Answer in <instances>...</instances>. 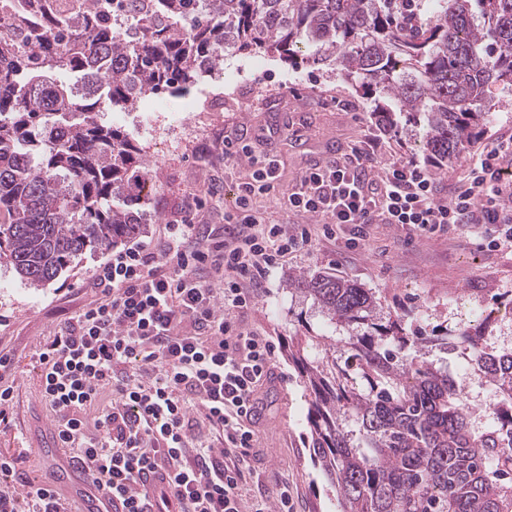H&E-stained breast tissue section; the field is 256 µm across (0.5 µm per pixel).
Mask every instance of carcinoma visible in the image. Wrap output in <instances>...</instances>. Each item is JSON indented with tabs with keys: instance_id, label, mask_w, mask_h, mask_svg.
<instances>
[{
	"instance_id": "cac0c4a2",
	"label": "carcinoma",
	"mask_w": 512,
	"mask_h": 512,
	"mask_svg": "<svg viewBox=\"0 0 512 512\" xmlns=\"http://www.w3.org/2000/svg\"><path fill=\"white\" fill-rule=\"evenodd\" d=\"M78 0L89 19L56 15L50 0H12L0 22V241L21 280L43 286L87 251L141 231L149 168L131 136L102 124L103 103L183 89L224 55L284 61L300 46L352 82L375 111L424 116L423 152L439 166L461 156L490 109L491 84L512 86V0ZM119 13L131 17L115 34ZM81 73L68 86L54 73ZM288 289L313 298L330 327L349 333L356 369L331 337L296 342L289 357L309 390L315 464L340 512H512V351L485 332L403 335L367 288L297 274ZM431 344L468 350L491 385L487 423L448 371L422 356ZM315 354L305 353V346Z\"/></svg>"
}]
</instances>
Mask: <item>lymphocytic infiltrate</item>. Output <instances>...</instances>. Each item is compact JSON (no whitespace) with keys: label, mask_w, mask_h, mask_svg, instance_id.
<instances>
[{"label":"lymphocytic infiltrate","mask_w":512,"mask_h":512,"mask_svg":"<svg viewBox=\"0 0 512 512\" xmlns=\"http://www.w3.org/2000/svg\"><path fill=\"white\" fill-rule=\"evenodd\" d=\"M379 140L351 147L343 161L308 169L288 207L323 221V232L366 239L373 224L416 236L458 229L486 247L512 252V137L473 154L449 200L413 161L377 165ZM224 158L247 162L250 181L224 212V234H206L185 202L159 246L138 244L101 263L92 285L100 297L60 324L40 354V392L57 416L62 447L108 486L123 512H244L243 486L253 443L256 395L271 374L275 349L246 331L237 315L253 303L268 271L308 246L306 224H271L254 209L273 189L274 159L245 141L225 140ZM136 370L118 377L122 365ZM96 433L85 413L104 391ZM208 425L222 446L196 440ZM23 460L0 451V512H71L55 487L20 488ZM157 486L145 487V472Z\"/></svg>","instance_id":"obj_1"}]
</instances>
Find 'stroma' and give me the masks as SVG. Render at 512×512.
<instances>
[{
    "label": "stroma",
    "mask_w": 512,
    "mask_h": 512,
    "mask_svg": "<svg viewBox=\"0 0 512 512\" xmlns=\"http://www.w3.org/2000/svg\"><path fill=\"white\" fill-rule=\"evenodd\" d=\"M487 97L492 110L471 146L475 153L512 134V91L493 86ZM190 102L212 115L191 136L178 126ZM373 109L350 83L315 63L313 49L307 48L296 67L264 53L225 58L220 71L199 77L188 89L151 93L125 109L106 106L99 118L130 132L149 165L153 186L136 240L156 246L174 212L193 196L206 200L196 223L215 231L223 227L237 185L252 174L246 164L225 160L228 138L251 141L256 152L279 159L273 189L253 198L254 207L277 224L309 223V216L288 208L300 177L308 168L342 159L366 135H378L382 142L379 163L401 158L427 166L417 149L423 126L402 119L386 125ZM211 187L218 195L208 196ZM104 259V253H86L39 288L21 281L7 260H0V354L12 358L4 382L17 394L10 425L0 426L1 451L32 448L42 427L55 426L56 415L39 392V354L60 323L94 300L92 276ZM299 272L344 277L370 289L384 313L400 319L409 333L441 328L454 335L490 318L484 345L512 350V253L489 249L459 230L412 237L401 227L375 224L367 242L355 246L345 233L333 238L319 233L270 272L253 305L239 314L245 329L275 347L273 381L257 393L246 501L282 483L293 512H339L335 493L310 459L309 393L287 357L291 337L326 330L312 299L288 290L289 275ZM425 357L451 375H463L472 407L483 413L490 387L470 371L465 353L435 347Z\"/></svg>",
    "instance_id": "35a3bbf8"
}]
</instances>
